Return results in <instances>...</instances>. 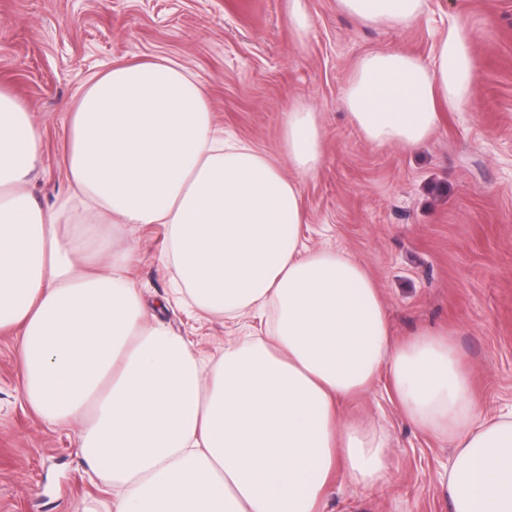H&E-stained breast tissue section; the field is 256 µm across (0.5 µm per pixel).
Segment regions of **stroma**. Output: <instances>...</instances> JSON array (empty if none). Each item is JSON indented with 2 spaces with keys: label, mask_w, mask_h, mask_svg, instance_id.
Here are the masks:
<instances>
[{
  "label": "stroma",
  "mask_w": 512,
  "mask_h": 512,
  "mask_svg": "<svg viewBox=\"0 0 512 512\" xmlns=\"http://www.w3.org/2000/svg\"><path fill=\"white\" fill-rule=\"evenodd\" d=\"M0 0V85L31 112L42 137L33 192L52 205L68 188L66 105L116 63L175 58L201 81L218 125L287 168L281 132L293 104L317 112L323 163L301 184L312 248L345 251L382 291L393 338L443 330L488 414L512 405V0H428L414 25L367 28L336 0ZM476 51L475 86L415 151L370 144L341 106L360 57L397 49L430 60L449 19ZM127 277L148 314L206 359L260 333L258 321L200 313L175 296L161 224L121 232ZM343 414L387 436L383 488L337 474L323 512H451L439 474L452 450L408 423L380 375ZM76 426L48 428L22 398L19 338L0 332V512H101L112 491L90 480Z\"/></svg>",
  "instance_id": "1"
}]
</instances>
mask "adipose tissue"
Wrapping results in <instances>:
<instances>
[{"mask_svg":"<svg viewBox=\"0 0 512 512\" xmlns=\"http://www.w3.org/2000/svg\"><path fill=\"white\" fill-rule=\"evenodd\" d=\"M427 0H336L358 24L407 27ZM474 47L449 20L431 63L375 51L341 98L377 146L413 150L472 93ZM69 193L30 191L41 135L0 88V330L16 331L23 398L50 428L77 425L112 512H320L335 472L383 487L390 449L340 408L381 373L405 419L447 440L452 512H512V409L483 414L447 334L391 336L379 288L344 251L301 239L300 179L322 164L315 112L289 108L292 175L218 126L178 61L113 65L67 106ZM161 224L164 265L197 311L262 317L264 335L203 363L149 319L120 226Z\"/></svg>","mask_w":512,"mask_h":512,"instance_id":"obj_1","label":"adipose tissue"}]
</instances>
